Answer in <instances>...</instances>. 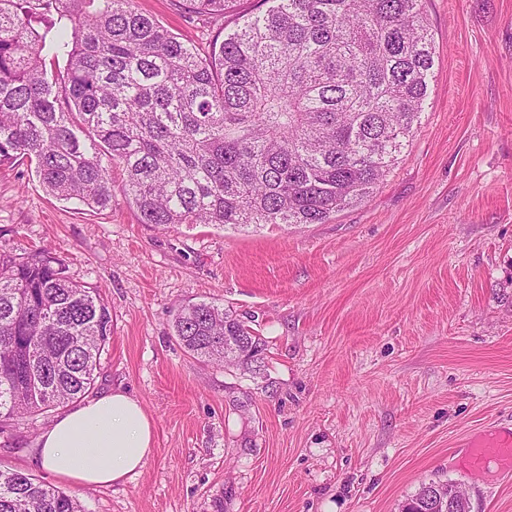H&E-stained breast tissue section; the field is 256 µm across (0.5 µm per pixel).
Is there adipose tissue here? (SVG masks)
<instances>
[{"label": "adipose tissue", "mask_w": 512, "mask_h": 512, "mask_svg": "<svg viewBox=\"0 0 512 512\" xmlns=\"http://www.w3.org/2000/svg\"><path fill=\"white\" fill-rule=\"evenodd\" d=\"M153 443V425L143 406L115 390L58 415L39 436V460L59 479L106 487L140 470Z\"/></svg>", "instance_id": "obj_1"}]
</instances>
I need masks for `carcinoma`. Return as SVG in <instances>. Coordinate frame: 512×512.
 Returning a JSON list of instances; mask_svg holds the SVG:
<instances>
[{
	"instance_id": "carcinoma-1",
	"label": "carcinoma",
	"mask_w": 512,
	"mask_h": 512,
	"mask_svg": "<svg viewBox=\"0 0 512 512\" xmlns=\"http://www.w3.org/2000/svg\"><path fill=\"white\" fill-rule=\"evenodd\" d=\"M182 0L232 14L208 53L135 0H0V164L34 165L45 191L112 206V167L140 222L323 224L363 201L419 124L433 66L423 0ZM65 61L59 68V61ZM112 334L100 296L43 249L0 245V418L65 406L94 386ZM190 355L245 370L265 341L218 305L183 308ZM448 498L430 482L402 512ZM0 512H82L32 474L0 469Z\"/></svg>"
}]
</instances>
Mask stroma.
Masks as SVG:
<instances>
[{"mask_svg":"<svg viewBox=\"0 0 512 512\" xmlns=\"http://www.w3.org/2000/svg\"><path fill=\"white\" fill-rule=\"evenodd\" d=\"M140 12L207 52L218 22L178 0ZM435 54L420 122L365 200L324 224L139 220L121 192L92 211L0 165V244L45 247L94 289L112 337L94 395L121 389L153 422L144 467L107 487L36 461L45 413L0 422V468L84 512H398L432 481L471 512H512V475L461 464L512 429V0H425ZM211 302L267 342L260 371L199 361L173 336Z\"/></svg>","mask_w":512,"mask_h":512,"instance_id":"obj_1","label":"stroma"}]
</instances>
